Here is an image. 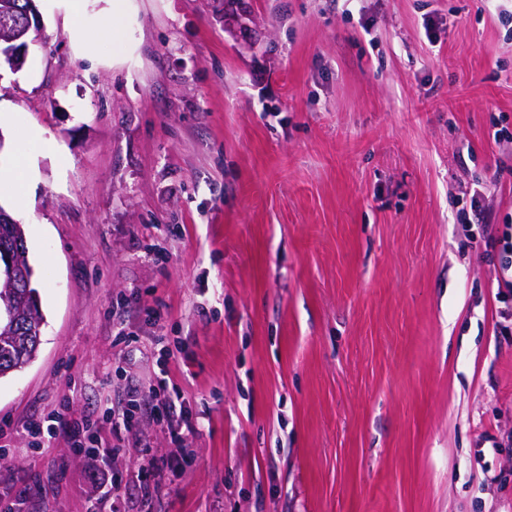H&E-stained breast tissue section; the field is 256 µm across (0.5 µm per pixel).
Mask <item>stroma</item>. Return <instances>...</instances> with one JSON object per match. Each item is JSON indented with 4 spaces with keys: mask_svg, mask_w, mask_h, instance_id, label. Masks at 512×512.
Instances as JSON below:
<instances>
[{
    "mask_svg": "<svg viewBox=\"0 0 512 512\" xmlns=\"http://www.w3.org/2000/svg\"><path fill=\"white\" fill-rule=\"evenodd\" d=\"M76 55L41 9L0 68L40 127L23 224L46 324L0 380L16 512H512V0H132ZM122 56L116 67L112 56ZM471 223L457 211L473 194ZM195 425L173 445L142 385ZM100 458L27 424L61 404ZM183 467L143 497L148 458ZM502 274L497 280L496 300L507 304L512 299V225L504 224L501 237L498 238Z\"/></svg>",
    "mask_w": 512,
    "mask_h": 512,
    "instance_id": "obj_1",
    "label": "stroma"
}]
</instances>
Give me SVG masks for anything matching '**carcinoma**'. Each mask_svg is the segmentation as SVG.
<instances>
[{
    "label": "carcinoma",
    "mask_w": 512,
    "mask_h": 512,
    "mask_svg": "<svg viewBox=\"0 0 512 512\" xmlns=\"http://www.w3.org/2000/svg\"><path fill=\"white\" fill-rule=\"evenodd\" d=\"M0 252L21 259L25 269L32 268L22 225L0 224ZM8 306L14 322L0 323V379L24 369L37 356L40 340L32 329L34 323L44 320L37 289L27 287L23 279L9 291L0 282V309Z\"/></svg>",
    "instance_id": "cac0c4a2"
}]
</instances>
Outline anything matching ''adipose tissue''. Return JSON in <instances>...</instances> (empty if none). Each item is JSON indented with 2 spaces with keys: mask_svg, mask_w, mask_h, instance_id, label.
Wrapping results in <instances>:
<instances>
[{
  "mask_svg": "<svg viewBox=\"0 0 512 512\" xmlns=\"http://www.w3.org/2000/svg\"><path fill=\"white\" fill-rule=\"evenodd\" d=\"M66 25L77 37L75 47L80 57L90 55L91 47L99 40L103 30H111L113 39H121L128 22L130 0H102L96 21H87L82 5L84 0H65ZM40 129H28L19 153L6 170L0 171V178L11 183L18 202H25L32 182L30 160L43 145Z\"/></svg>",
  "mask_w": 512,
  "mask_h": 512,
  "instance_id": "1",
  "label": "adipose tissue"
}]
</instances>
